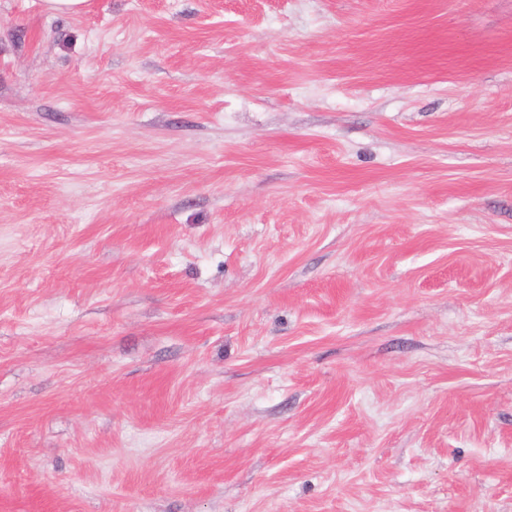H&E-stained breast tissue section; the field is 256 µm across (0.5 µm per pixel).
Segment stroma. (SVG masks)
Returning a JSON list of instances; mask_svg holds the SVG:
<instances>
[{
    "mask_svg": "<svg viewBox=\"0 0 512 512\" xmlns=\"http://www.w3.org/2000/svg\"><path fill=\"white\" fill-rule=\"evenodd\" d=\"M0 512H512V0H0Z\"/></svg>",
    "mask_w": 512,
    "mask_h": 512,
    "instance_id": "stroma-1",
    "label": "stroma"
}]
</instances>
